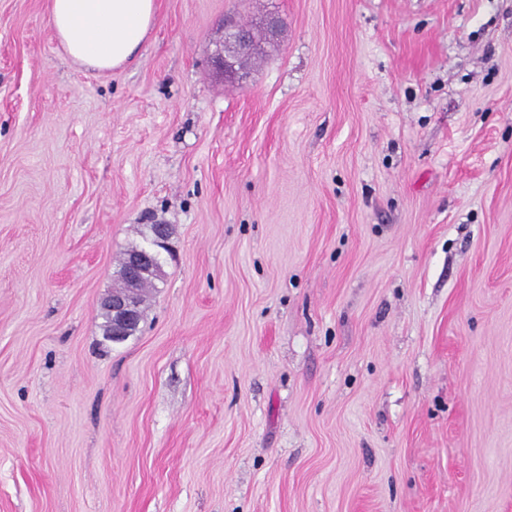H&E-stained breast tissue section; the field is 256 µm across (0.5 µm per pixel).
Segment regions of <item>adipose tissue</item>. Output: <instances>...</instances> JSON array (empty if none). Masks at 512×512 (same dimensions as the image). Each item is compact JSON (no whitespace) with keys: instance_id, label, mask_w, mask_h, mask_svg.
Here are the masks:
<instances>
[{"instance_id":"ef3b65f1","label":"adipose tissue","mask_w":512,"mask_h":512,"mask_svg":"<svg viewBox=\"0 0 512 512\" xmlns=\"http://www.w3.org/2000/svg\"><path fill=\"white\" fill-rule=\"evenodd\" d=\"M50 27L74 61L100 71L125 64L140 48L155 0H48Z\"/></svg>"}]
</instances>
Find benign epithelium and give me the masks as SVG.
<instances>
[{
    "instance_id": "benign-epithelium-1",
    "label": "benign epithelium",
    "mask_w": 512,
    "mask_h": 512,
    "mask_svg": "<svg viewBox=\"0 0 512 512\" xmlns=\"http://www.w3.org/2000/svg\"><path fill=\"white\" fill-rule=\"evenodd\" d=\"M258 41L253 28L242 24H233L225 29L224 40L216 46L212 62L224 78L242 81L246 60L255 55ZM158 252L139 250L131 253L123 271L124 285L109 295L104 306L111 314L110 335L117 342L132 334L138 327V306L136 288L141 279L155 269Z\"/></svg>"
}]
</instances>
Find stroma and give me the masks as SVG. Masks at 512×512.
<instances>
[{
    "instance_id": "1",
    "label": "stroma",
    "mask_w": 512,
    "mask_h": 512,
    "mask_svg": "<svg viewBox=\"0 0 512 512\" xmlns=\"http://www.w3.org/2000/svg\"><path fill=\"white\" fill-rule=\"evenodd\" d=\"M46 2L0 0V512H512V0H156L109 71ZM258 41L251 27L242 24L227 26L224 40L216 46L212 57L215 69L224 73L225 79L243 81L246 78V60L255 55ZM142 248H133L127 254L126 263L121 264L119 273L123 271V288L114 290L109 295L103 305V316L105 318V335L114 342L121 341L129 336L138 327V306L136 304V288L141 279L155 269L158 252L154 250H143ZM139 250V251H138ZM136 251V252H135ZM133 252V253H132ZM162 275L161 265L156 268L152 275L145 277L139 284L138 298L139 309L143 303V292L146 288L154 287L152 280L160 278ZM110 312V313H109ZM111 314V317H110ZM142 310L140 309V319ZM112 318V321H111ZM111 325V329H110ZM110 331V335H109ZM112 337V338H111Z\"/></svg>"
}]
</instances>
